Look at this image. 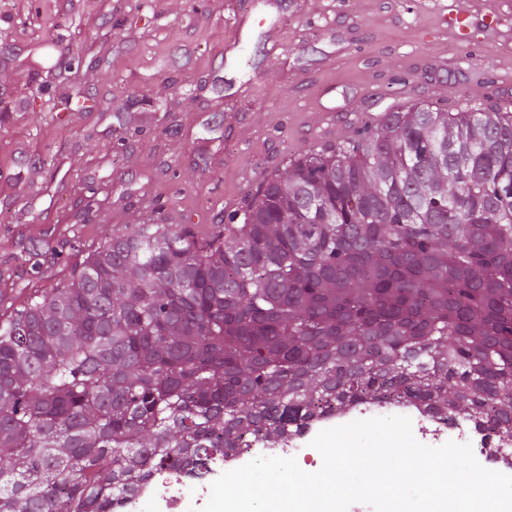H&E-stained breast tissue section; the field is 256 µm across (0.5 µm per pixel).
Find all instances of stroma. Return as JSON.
Returning a JSON list of instances; mask_svg holds the SVG:
<instances>
[{
    "label": "stroma",
    "instance_id": "obj_1",
    "mask_svg": "<svg viewBox=\"0 0 512 512\" xmlns=\"http://www.w3.org/2000/svg\"><path fill=\"white\" fill-rule=\"evenodd\" d=\"M68 2L0 0V316L136 225L209 236L365 117L512 113V0Z\"/></svg>",
    "mask_w": 512,
    "mask_h": 512
}]
</instances>
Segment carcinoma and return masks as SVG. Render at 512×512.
Listing matches in <instances>:
<instances>
[{
    "label": "carcinoma",
    "mask_w": 512,
    "mask_h": 512,
    "mask_svg": "<svg viewBox=\"0 0 512 512\" xmlns=\"http://www.w3.org/2000/svg\"><path fill=\"white\" fill-rule=\"evenodd\" d=\"M364 400L512 437V115L393 108L0 318V512H113Z\"/></svg>",
    "instance_id": "carcinoma-1"
}]
</instances>
